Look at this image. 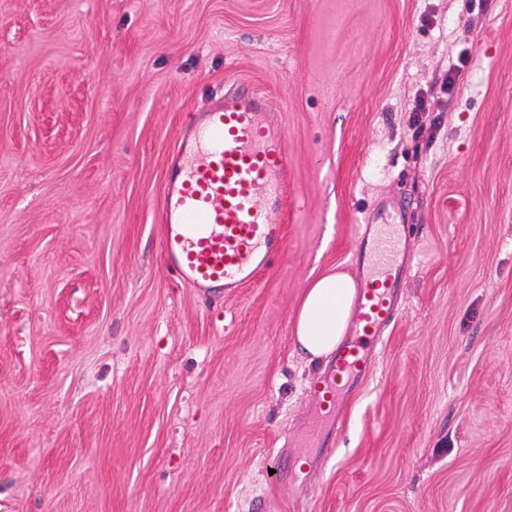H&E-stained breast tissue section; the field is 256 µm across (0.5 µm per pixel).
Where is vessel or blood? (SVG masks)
Here are the masks:
<instances>
[{"label": "vessel or blood", "mask_w": 512, "mask_h": 512, "mask_svg": "<svg viewBox=\"0 0 512 512\" xmlns=\"http://www.w3.org/2000/svg\"><path fill=\"white\" fill-rule=\"evenodd\" d=\"M262 98L247 87L214 102L186 125L169 153L161 198L162 252L187 287L236 295L281 256L286 227L271 223L288 202L284 136L259 122ZM347 334L310 385L316 428L305 445L327 447L340 433L350 388L365 380L384 331L399 316L409 270L403 210L379 203L366 217Z\"/></svg>", "instance_id": "obj_1"}]
</instances>
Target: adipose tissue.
Returning <instances> with one entry per match:
<instances>
[{
    "label": "adipose tissue",
    "instance_id": "adipose-tissue-1",
    "mask_svg": "<svg viewBox=\"0 0 512 512\" xmlns=\"http://www.w3.org/2000/svg\"><path fill=\"white\" fill-rule=\"evenodd\" d=\"M354 297V282L344 272H330L313 281L302 300L296 340L306 355L323 357L334 351L343 336Z\"/></svg>",
    "mask_w": 512,
    "mask_h": 512
}]
</instances>
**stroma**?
<instances>
[{
  "mask_svg": "<svg viewBox=\"0 0 512 512\" xmlns=\"http://www.w3.org/2000/svg\"><path fill=\"white\" fill-rule=\"evenodd\" d=\"M453 96L413 109L443 72ZM235 84L291 162L238 295L164 263L166 158ZM414 260L338 444L295 467L307 286L366 211ZM512 512V0H0V512Z\"/></svg>",
  "mask_w": 512,
  "mask_h": 512,
  "instance_id": "obj_1",
  "label": "stroma"
}]
</instances>
